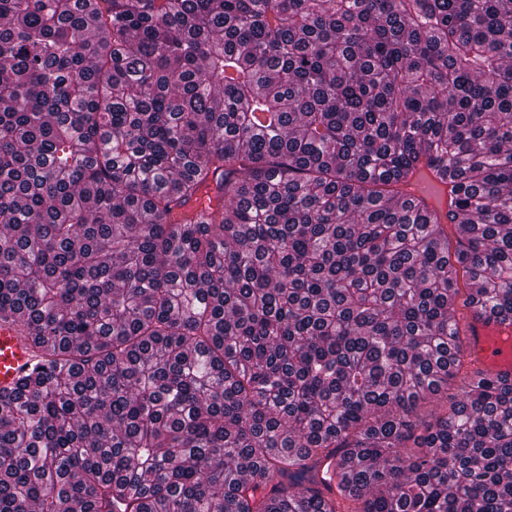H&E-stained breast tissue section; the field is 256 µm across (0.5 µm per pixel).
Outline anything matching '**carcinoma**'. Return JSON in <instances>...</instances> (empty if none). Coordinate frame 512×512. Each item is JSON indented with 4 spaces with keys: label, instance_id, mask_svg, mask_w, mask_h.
Segmentation results:
<instances>
[{
    "label": "carcinoma",
    "instance_id": "1",
    "mask_svg": "<svg viewBox=\"0 0 512 512\" xmlns=\"http://www.w3.org/2000/svg\"><path fill=\"white\" fill-rule=\"evenodd\" d=\"M461 273L512 319V0H0V512H512ZM38 360L34 348L20 329L9 321L0 319V392L15 386L18 377L28 371Z\"/></svg>",
    "mask_w": 512,
    "mask_h": 512
}]
</instances>
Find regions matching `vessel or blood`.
Masks as SVG:
<instances>
[{"instance_id":"1","label":"vessel or blood","mask_w":512,"mask_h":512,"mask_svg":"<svg viewBox=\"0 0 512 512\" xmlns=\"http://www.w3.org/2000/svg\"><path fill=\"white\" fill-rule=\"evenodd\" d=\"M465 356L473 368L512 381V320L492 313L470 314L464 326ZM38 353L20 329L0 320V392L13 388L18 377L37 361Z\"/></svg>"}]
</instances>
